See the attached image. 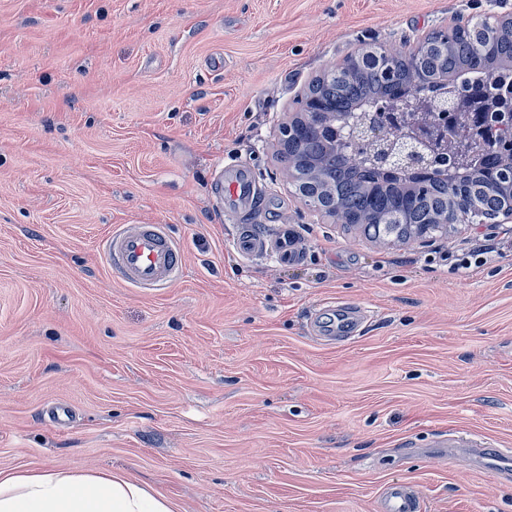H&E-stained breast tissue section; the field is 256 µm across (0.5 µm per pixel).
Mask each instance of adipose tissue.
I'll return each instance as SVG.
<instances>
[{
  "instance_id": "adipose-tissue-1",
  "label": "adipose tissue",
  "mask_w": 512,
  "mask_h": 512,
  "mask_svg": "<svg viewBox=\"0 0 512 512\" xmlns=\"http://www.w3.org/2000/svg\"><path fill=\"white\" fill-rule=\"evenodd\" d=\"M0 512H178L121 472L0 471Z\"/></svg>"
}]
</instances>
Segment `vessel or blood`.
Segmentation results:
<instances>
[{
	"mask_svg": "<svg viewBox=\"0 0 512 512\" xmlns=\"http://www.w3.org/2000/svg\"><path fill=\"white\" fill-rule=\"evenodd\" d=\"M258 195L250 175L234 170L220 196L242 213H250ZM236 251L245 257L271 254L283 260L294 259L296 253L287 232L263 235L252 225H240L234 240ZM103 251L113 275L135 288L151 290L170 285L180 279L184 268L180 249L161 224H119L103 243ZM385 512H419V501L406 486L391 487L385 500Z\"/></svg>",
	"mask_w": 512,
	"mask_h": 512,
	"instance_id": "obj_1",
	"label": "vessel or blood"
}]
</instances>
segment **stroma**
<instances>
[{
  "instance_id": "obj_1",
  "label": "stroma",
  "mask_w": 512,
  "mask_h": 512,
  "mask_svg": "<svg viewBox=\"0 0 512 512\" xmlns=\"http://www.w3.org/2000/svg\"><path fill=\"white\" fill-rule=\"evenodd\" d=\"M479 14L512 0H0V470H120L181 512H381L393 484L512 512L465 455L512 451V226L380 245L307 210L277 153L348 53ZM231 163L299 262L235 251ZM117 224L167 225L182 277L112 276ZM336 333L346 335L356 331L361 322V316L355 305H348L336 309ZM358 314V315H357Z\"/></svg>"
}]
</instances>
